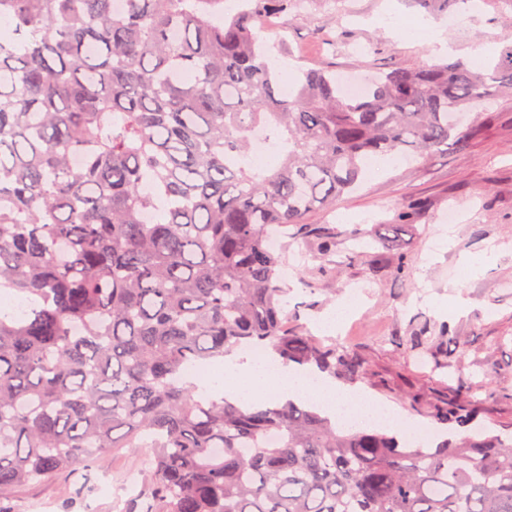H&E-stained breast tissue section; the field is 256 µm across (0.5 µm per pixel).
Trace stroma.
I'll return each mask as SVG.
<instances>
[{"label": "stroma", "mask_w": 512, "mask_h": 512, "mask_svg": "<svg viewBox=\"0 0 512 512\" xmlns=\"http://www.w3.org/2000/svg\"><path fill=\"white\" fill-rule=\"evenodd\" d=\"M427 14L412 0H307L278 15L282 35L269 43L284 75L305 65L363 77L436 59L432 44L396 37L390 25ZM428 15L445 29L453 59L479 49L483 61H495L512 44V0H448ZM452 15L464 17L463 32L447 31ZM473 131L466 148L451 143L418 160L394 158L335 207L306 216L334 225L341 245L325 265L319 239L300 241L304 258L288 277L303 272L313 284L289 293L288 326L362 352L371 372L358 389L425 427L434 425L428 405L452 395L458 376L487 382L479 421L502 435L512 427V97L480 108ZM414 202L421 205L414 223H400L399 212ZM451 211L457 221L449 225ZM465 256L492 263L469 274ZM455 294L469 304L464 315L448 307ZM347 300L348 334L321 331L318 319ZM425 322L448 328V373L402 356L404 337ZM149 457L146 448L108 453L14 499L47 512H136L140 490L125 482L143 475Z\"/></svg>", "instance_id": "1"}]
</instances>
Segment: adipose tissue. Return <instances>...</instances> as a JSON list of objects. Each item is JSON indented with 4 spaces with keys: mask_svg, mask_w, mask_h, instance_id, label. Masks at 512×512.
I'll return each mask as SVG.
<instances>
[{
    "mask_svg": "<svg viewBox=\"0 0 512 512\" xmlns=\"http://www.w3.org/2000/svg\"><path fill=\"white\" fill-rule=\"evenodd\" d=\"M191 380L199 388L244 407L294 400L316 406L344 426H364L377 420L373 399L354 400L335 379L323 376L314 383L302 370L271 358L260 362L237 352L210 365L205 375H192Z\"/></svg>",
    "mask_w": 512,
    "mask_h": 512,
    "instance_id": "obj_1",
    "label": "adipose tissue"
}]
</instances>
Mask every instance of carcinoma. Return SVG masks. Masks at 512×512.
Listing matches in <instances>:
<instances>
[{
  "label": "carcinoma",
  "mask_w": 512,
  "mask_h": 512,
  "mask_svg": "<svg viewBox=\"0 0 512 512\" xmlns=\"http://www.w3.org/2000/svg\"><path fill=\"white\" fill-rule=\"evenodd\" d=\"M0 0V504L107 448L151 449L142 512H512V437L470 429L457 378L425 450L347 430L294 402L201 398L185 371L244 348L343 383L364 354L288 328L286 249L351 191L371 156H420L452 116L512 95V45L482 68L402 65L357 99L336 70L288 93L251 11L294 0ZM275 164L243 162L255 131ZM287 239L278 253L269 237ZM402 354L448 367V327Z\"/></svg>",
  "instance_id": "cac0c4a2"
}]
</instances>
